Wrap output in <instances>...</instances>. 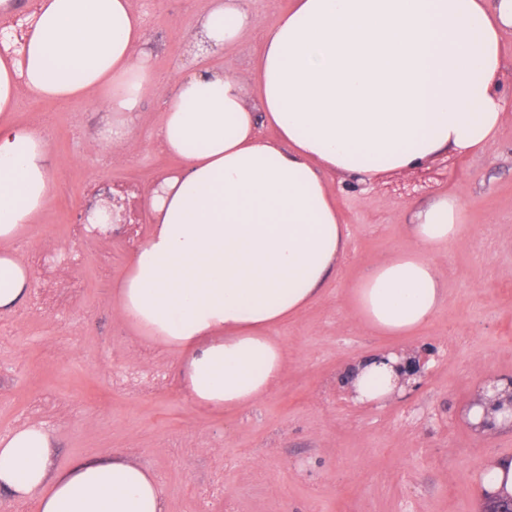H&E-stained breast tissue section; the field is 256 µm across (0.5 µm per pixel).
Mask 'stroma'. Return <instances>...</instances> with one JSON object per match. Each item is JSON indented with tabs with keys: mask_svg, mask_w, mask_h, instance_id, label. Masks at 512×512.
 Returning a JSON list of instances; mask_svg holds the SVG:
<instances>
[{
	"mask_svg": "<svg viewBox=\"0 0 512 512\" xmlns=\"http://www.w3.org/2000/svg\"><path fill=\"white\" fill-rule=\"evenodd\" d=\"M147 15L143 49L161 83L137 110L134 144L104 152L112 115L93 100L63 104L23 93L16 123L54 128L56 191L16 241L21 260L57 258L42 287L49 307L23 303L0 314V435L30 422L55 443V464L122 454L148 468L167 512H479L477 477L512 455V429L476 435L462 412L475 383L512 374V112L485 151L445 153L369 185L334 177L330 188L350 229L348 256L322 297L275 327L286 351L277 385L256 405L206 412L181 386L179 354L118 317L112 291L152 215L139 206L125 232L74 237L76 215L95 189L147 191L180 159L149 133L164 118L184 58L232 65L256 80L263 24L293 0H247L257 28L218 53H194L209 0H132ZM449 195L463 207L461 239L436 259L444 301L428 325L404 338L364 326L352 287L415 245L414 215ZM431 344L423 386L405 400L359 404L340 374L355 358Z\"/></svg>",
	"mask_w": 512,
	"mask_h": 512,
	"instance_id": "stroma-1",
	"label": "stroma"
}]
</instances>
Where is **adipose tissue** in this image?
Here are the masks:
<instances>
[{
  "mask_svg": "<svg viewBox=\"0 0 512 512\" xmlns=\"http://www.w3.org/2000/svg\"><path fill=\"white\" fill-rule=\"evenodd\" d=\"M258 26L245 0H214L197 35L219 51ZM508 28L512 0H294L262 28L253 92L230 66L178 78L149 140L185 166L146 195L155 226L115 312L180 353L196 406L247 408L278 381L286 355L271 329L319 296L347 250L331 176L367 185L493 144L512 105L493 88ZM144 37L130 0H36L18 49L0 54V311L32 286L12 244L55 190L46 136L13 120L22 92L98 98L113 114L105 145L133 143L139 100L156 87ZM264 125L276 139L261 136ZM462 223L448 196L418 211L414 248L351 291L366 326L407 336L430 321L442 303L435 257ZM396 361L358 357L342 381L358 402L384 400ZM0 491L39 512H166L162 486L135 461L57 468L38 424L0 436Z\"/></svg>",
  "mask_w": 512,
  "mask_h": 512,
  "instance_id": "ef3b65f1",
  "label": "adipose tissue"
}]
</instances>
